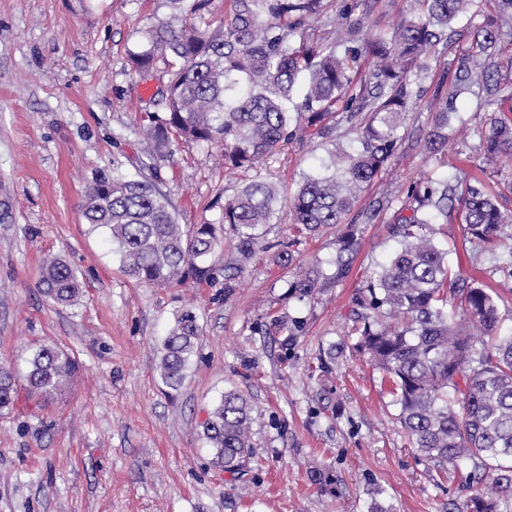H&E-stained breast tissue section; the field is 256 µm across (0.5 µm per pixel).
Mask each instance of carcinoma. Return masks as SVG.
Returning <instances> with one entry per match:
<instances>
[{
	"instance_id": "cac0c4a2",
	"label": "carcinoma",
	"mask_w": 512,
	"mask_h": 512,
	"mask_svg": "<svg viewBox=\"0 0 512 512\" xmlns=\"http://www.w3.org/2000/svg\"><path fill=\"white\" fill-rule=\"evenodd\" d=\"M174 13L145 30L146 46L129 55L133 73L154 76L164 65L168 81L148 115L144 153L167 157L172 140L224 147V166L248 169L283 143L336 140L347 124L359 147H338L324 171L306 176L290 198L271 182H249L224 200V223L239 249L263 248L264 227L289 212L290 230L315 237L336 229V253L313 260L288 283L298 298L331 288L350 273L352 255L370 224L383 211L397 247L387 262L365 271L352 301L351 333L356 351L392 383L399 419L414 448L448 479L483 483L465 512H506L512 499V334H500V296L477 276L448 265V250L434 240L435 224L457 223L476 250L498 240L512 242V211H504L483 183L458 177H427L403 196L373 199L352 212L359 195L388 167L405 139V116L420 97L419 81L440 62L452 23L469 15L472 46L460 53L453 78L442 70L434 88L440 106L432 129L419 143L426 161L443 165L449 116L456 100L482 81L489 124L477 130L485 159L499 163L512 179V93L499 95L490 71L502 28L512 27V0H494L499 22L482 15L481 0H406L408 8L390 28L371 34L368 0H229V12L213 30L200 23L212 0H168ZM334 14L336 37H311V23ZM303 83L302 101L293 103ZM83 217L105 228L122 271L145 285L197 283L209 279L208 260L220 241L215 224H180L153 176L138 170L88 184ZM42 293L54 304L74 305L82 285L59 256L43 261ZM202 333L189 307L176 313L157 345L158 370L170 390L181 388ZM75 359L42 345L21 378L33 393L58 391L71 377ZM0 365V410L9 408L21 380ZM249 399L224 392L203 422L212 463L235 475L253 457ZM311 479L325 494L336 492V476L316 470Z\"/></svg>"
}]
</instances>
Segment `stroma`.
Instances as JSON below:
<instances>
[{
    "mask_svg": "<svg viewBox=\"0 0 512 512\" xmlns=\"http://www.w3.org/2000/svg\"><path fill=\"white\" fill-rule=\"evenodd\" d=\"M169 15L168 0H0V364L25 371L45 343L77 362L61 392L43 398L22 385L0 410V512H369L373 487L393 512H452L475 487L419 458L389 384L348 334L364 270L395 246L385 223L366 225L348 278L302 300L289 296L287 282L297 267L334 256L335 230L296 240L288 222L272 224L270 251L247 259L228 231L210 260V280L146 286L121 272L106 230L84 223L92 177L116 162L133 169L144 157L141 128L158 82L132 74L128 57L143 49L145 29ZM435 83L423 81L409 137L359 208L460 167L497 188L495 164L477 149L476 130L489 115L481 86L457 101L447 169L424 162L417 140L431 127ZM170 149L156 183L182 224L221 223L225 197L242 183L277 181L288 195L330 162L320 142L292 143L231 174L219 147L176 140ZM435 230L453 269L486 271L503 327L512 329V278L495 269L498 244L476 258L461 225ZM285 242L295 264L283 269L273 248ZM49 254L77 270L76 305L56 307L40 293ZM187 306L203 332L175 393L159 377L156 347ZM281 314L299 321L294 336L271 329ZM333 342L339 349L330 358ZM232 387L255 407L253 459L238 476L213 466L200 438L208 411ZM314 467L334 472L335 495L312 484Z\"/></svg>",
    "mask_w": 512,
    "mask_h": 512,
    "instance_id": "35a3bbf8",
    "label": "stroma"
}]
</instances>
